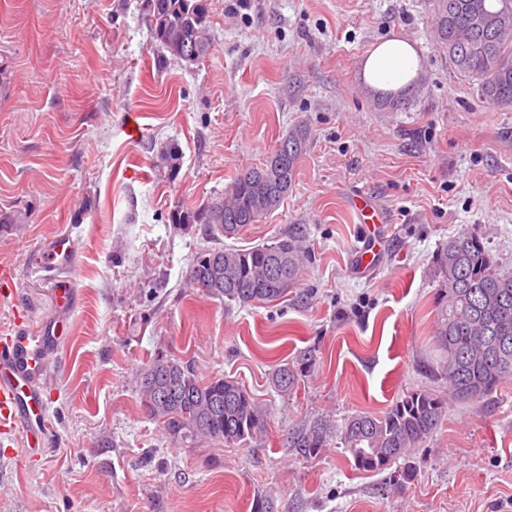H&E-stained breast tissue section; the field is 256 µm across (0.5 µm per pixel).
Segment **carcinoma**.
<instances>
[{
  "instance_id": "1",
  "label": "carcinoma",
  "mask_w": 512,
  "mask_h": 512,
  "mask_svg": "<svg viewBox=\"0 0 512 512\" xmlns=\"http://www.w3.org/2000/svg\"><path fill=\"white\" fill-rule=\"evenodd\" d=\"M432 3V33L448 47L452 64L478 79L485 99L512 108V0ZM145 22L164 60L192 64L211 50L208 0H146ZM283 142L288 155L273 162L275 154H270L202 208L174 210L172 223L205 224L211 234L225 237L259 223L288 194L306 150V129H291ZM301 264L300 236L287 233L270 245L210 249L193 261L190 279L201 291L239 304L272 302L296 284ZM434 271L440 282L434 336L448 376V399L414 390L380 415L358 414L341 426L319 419L294 433L289 447L312 457L337 437L356 468L380 472L433 434L446 401H478L512 378V276L501 273L480 237L472 234L449 240L436 255ZM315 364L313 353L304 351L295 366L277 368L271 383L286 393ZM142 397L148 415L173 439L246 444L265 431L263 414L244 387L222 377L204 383L190 363L163 354L142 373Z\"/></svg>"
}]
</instances>
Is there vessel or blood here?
<instances>
[{
    "mask_svg": "<svg viewBox=\"0 0 512 512\" xmlns=\"http://www.w3.org/2000/svg\"><path fill=\"white\" fill-rule=\"evenodd\" d=\"M37 254L52 273L60 308L68 311L76 307L79 298L73 275L78 256L72 234L43 240ZM59 342L52 328L39 336L29 335L22 327L0 336V433L21 435L23 444L15 451L17 457H30L49 442L40 379Z\"/></svg>",
    "mask_w": 512,
    "mask_h": 512,
    "instance_id": "1",
    "label": "vessel or blood"
}]
</instances>
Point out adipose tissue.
<instances>
[{
  "instance_id": "obj_1",
  "label": "adipose tissue",
  "mask_w": 512,
  "mask_h": 512,
  "mask_svg": "<svg viewBox=\"0 0 512 512\" xmlns=\"http://www.w3.org/2000/svg\"><path fill=\"white\" fill-rule=\"evenodd\" d=\"M360 69L369 90L398 94L419 76L420 54L415 43L393 37L375 45Z\"/></svg>"
}]
</instances>
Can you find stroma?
<instances>
[{"instance_id":"obj_1","label":"stroma","mask_w":512,"mask_h":512,"mask_svg":"<svg viewBox=\"0 0 512 512\" xmlns=\"http://www.w3.org/2000/svg\"><path fill=\"white\" fill-rule=\"evenodd\" d=\"M209 5V55L163 64L144 0H0V267L13 271L0 336L61 331L41 378L52 443L20 461L0 436V512H512V380L449 403L431 437L380 473L356 469L336 440L312 458L288 446L320 418L447 392L433 261L474 233L512 275V110L434 41L430 0ZM385 37L417 42L422 57L395 109L360 77ZM299 125L307 150L261 223L231 239L171 223ZM172 142L175 173L161 158ZM359 196L383 217L369 269ZM295 228L304 268L286 297L242 306L190 286L199 253ZM67 230L82 250L81 301L64 314L35 250ZM309 349L314 369L275 390L274 369ZM159 353L243 386L265 413L262 439L169 438L142 403Z\"/></svg>"}]
</instances>
